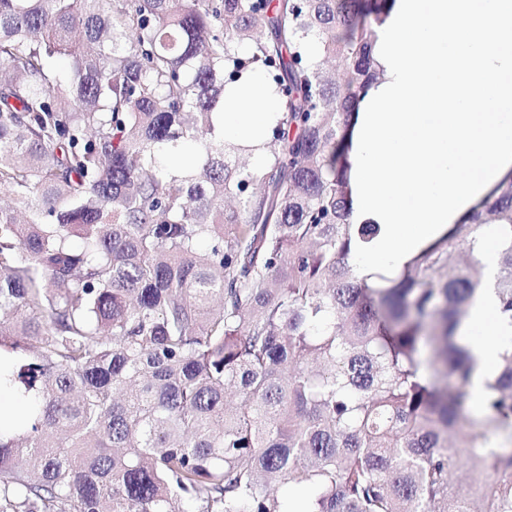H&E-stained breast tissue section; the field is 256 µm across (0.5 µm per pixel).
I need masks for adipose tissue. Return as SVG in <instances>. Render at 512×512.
<instances>
[{
	"label": "adipose tissue",
	"instance_id": "1",
	"mask_svg": "<svg viewBox=\"0 0 512 512\" xmlns=\"http://www.w3.org/2000/svg\"><path fill=\"white\" fill-rule=\"evenodd\" d=\"M373 54L382 77L353 113L350 221L381 224L362 274L398 270L461 223L512 173V0H392ZM281 116L258 70L224 96L226 142L265 138ZM465 335L491 369L508 335L493 288Z\"/></svg>",
	"mask_w": 512,
	"mask_h": 512
}]
</instances>
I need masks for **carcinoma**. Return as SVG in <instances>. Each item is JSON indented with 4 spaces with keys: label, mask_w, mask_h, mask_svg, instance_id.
I'll use <instances>...</instances> for the list:
<instances>
[{
    "label": "carcinoma",
    "mask_w": 512,
    "mask_h": 512,
    "mask_svg": "<svg viewBox=\"0 0 512 512\" xmlns=\"http://www.w3.org/2000/svg\"><path fill=\"white\" fill-rule=\"evenodd\" d=\"M389 2L0 0V382L32 403L0 512H512V345L476 410L462 333L488 230L512 327V175L360 276L343 142ZM255 68L259 165L214 125Z\"/></svg>",
    "instance_id": "carcinoma-1"
}]
</instances>
